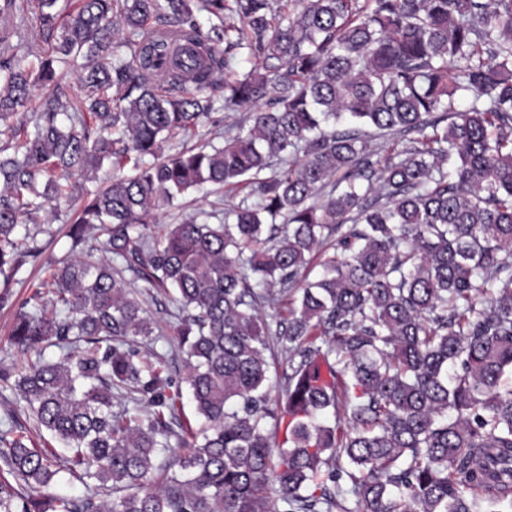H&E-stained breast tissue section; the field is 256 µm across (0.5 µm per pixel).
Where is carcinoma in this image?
Masks as SVG:
<instances>
[{
  "label": "carcinoma",
  "instance_id": "1",
  "mask_svg": "<svg viewBox=\"0 0 512 512\" xmlns=\"http://www.w3.org/2000/svg\"><path fill=\"white\" fill-rule=\"evenodd\" d=\"M70 7L0 0V275L37 251L18 224L109 164L70 236L97 232L171 296L202 422H183L167 357L140 351L156 326L122 271L77 255L11 331L58 358L0 364L67 455L1 429L0 512H512V0ZM29 14L41 46L20 56ZM217 87L249 125L165 153L211 119ZM209 186L247 194L218 224H150ZM285 299L269 323L262 306ZM272 336L291 370L280 407ZM62 473L86 493L56 494Z\"/></svg>",
  "mask_w": 512,
  "mask_h": 512
}]
</instances>
